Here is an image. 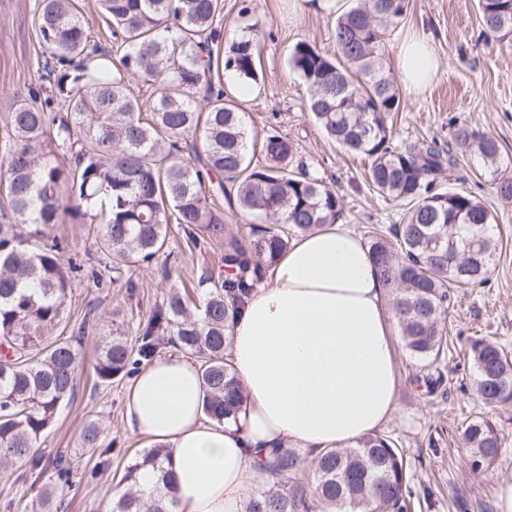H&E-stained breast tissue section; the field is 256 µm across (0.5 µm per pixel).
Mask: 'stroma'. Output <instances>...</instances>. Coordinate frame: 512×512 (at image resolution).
<instances>
[{"mask_svg": "<svg viewBox=\"0 0 512 512\" xmlns=\"http://www.w3.org/2000/svg\"><path fill=\"white\" fill-rule=\"evenodd\" d=\"M349 2L224 0L226 36L258 23L261 62L257 81L244 86L228 72L224 86L240 97L250 134L261 137L273 128L286 134L295 147V162L316 171L342 196V225L365 237L399 223L405 208L373 191L360 156L326 138L307 108L308 87L288 62L300 40L335 53L333 11ZM36 4L0 0V100L40 82L45 55L33 25ZM420 31L431 39L437 70L423 92L401 91L400 110L391 118L395 143L434 139L445 146L451 144L456 127L465 125L494 137L502 168L512 171V45L485 35L477 0H409L398 26L386 36L388 65L396 63L394 46ZM483 167L477 152L463 153L441 182L442 187L480 199L492 212L501 240L486 283L453 292L447 318L450 350L438 362L447 380L445 390L426 394L415 382L419 363L404 344L396 346L398 410L381 432L396 442L407 460L415 492L411 512H497V481L512 476V408L485 407L468 388L470 364L457 355L473 337L495 339L512 352V201L502 199L481 177ZM50 234L65 240L71 257L84 267L73 281L67 319L58 329L61 336L77 337L83 363L74 396L62 403L37 448L47 462L64 453L76 481L59 487L49 465L17 483L0 476V512H43L48 490L54 512H110L113 485L153 443L123 423L129 379L108 386L96 380L93 365L101 338L118 332L134 341L137 326L147 322L169 289L185 290L194 302H201L209 289L204 276L222 268L224 246H190L183 229L172 226L171 254H159L140 266L129 286L114 281L109 260L95 244V225L69 219L54 225ZM479 416L494 422L502 445L496 460L476 472L471 450L462 440V424ZM91 421L103 431L97 450L80 445V434ZM100 465L105 475L87 480V473Z\"/></svg>", "mask_w": 512, "mask_h": 512, "instance_id": "obj_1", "label": "stroma"}]
</instances>
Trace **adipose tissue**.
<instances>
[{"label": "adipose tissue", "instance_id": "obj_1", "mask_svg": "<svg viewBox=\"0 0 512 512\" xmlns=\"http://www.w3.org/2000/svg\"><path fill=\"white\" fill-rule=\"evenodd\" d=\"M396 61L414 94L436 69L421 34ZM393 322L368 246L332 225L294 238L231 322L227 359L247 395L237 420L205 416L196 359L172 351L143 365L124 421L171 451L169 512H246L251 481H275L258 465L271 448L311 462L376 433L397 409Z\"/></svg>", "mask_w": 512, "mask_h": 512}]
</instances>
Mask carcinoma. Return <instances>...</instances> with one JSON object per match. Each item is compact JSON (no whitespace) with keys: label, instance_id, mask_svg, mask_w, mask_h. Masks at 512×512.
Here are the masks:
<instances>
[{"label":"carcinoma","instance_id":"obj_1","mask_svg":"<svg viewBox=\"0 0 512 512\" xmlns=\"http://www.w3.org/2000/svg\"><path fill=\"white\" fill-rule=\"evenodd\" d=\"M407 0H353L334 24L336 53L298 41L290 66L309 88L308 108L327 136L370 160L369 179L381 196L407 206L392 238L371 236L369 250L391 288L392 308L405 348L421 364L429 394L445 384L436 363L448 349L446 319L451 289L483 284L499 247L494 216L476 196L440 188L458 156L436 141L393 144L391 113L399 111L395 76L383 64L388 30ZM112 29L118 58L91 39L74 0H41L35 17L49 57L38 85L0 103V196L9 213L0 221V474L18 478L43 468L35 445L59 406L78 385L80 353L73 337L51 339L67 314L72 273L64 247L47 240L64 222L98 225L96 243L112 272L129 275L159 254L169 225L178 224L192 245L224 241V269L209 273L202 304L169 290L135 342L107 336L93 366L103 383L131 376L154 359L171 337L198 358L205 390L203 410L219 422L237 419L241 381L226 363L230 321L263 283L288 245V229L311 231L340 219L342 197L317 173L292 166L290 140L277 131L249 157L243 110L224 90L223 71L244 82L258 78L253 37L224 38V0H98ZM485 33L512 36V0H478ZM137 76L152 88L147 100L131 95ZM460 150L476 146L497 193L512 200V176L498 166L500 145L475 138L466 126L453 132ZM69 206L62 207V196ZM263 220L248 235L224 220L216 199ZM26 232H21L20 227ZM472 390L496 409L512 405V356L484 337L468 343ZM102 430L88 423L81 443L99 447ZM462 438L480 469L498 456L494 424L477 417ZM169 451L151 448L125 467L128 491L111 512H168L163 466ZM158 471L146 491L138 474ZM279 481L257 495L248 512H407L413 492L406 462L386 435H368L350 448L325 452L314 483L293 448L267 460ZM67 484L66 457L52 462Z\"/></svg>","mask_w":512,"mask_h":512}]
</instances>
